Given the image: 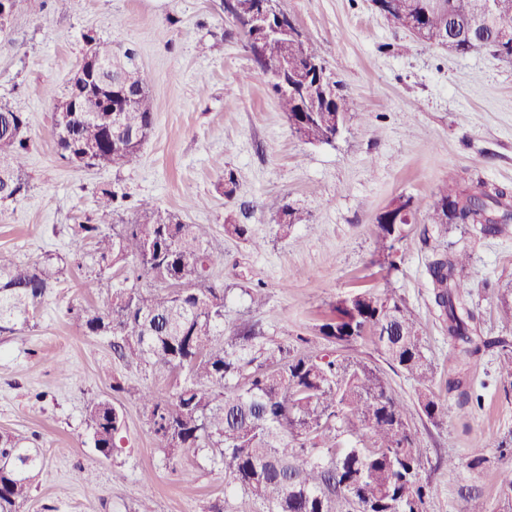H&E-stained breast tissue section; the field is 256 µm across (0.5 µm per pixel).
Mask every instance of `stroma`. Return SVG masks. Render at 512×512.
Segmentation results:
<instances>
[{
    "mask_svg": "<svg viewBox=\"0 0 512 512\" xmlns=\"http://www.w3.org/2000/svg\"><path fill=\"white\" fill-rule=\"evenodd\" d=\"M314 42L327 70L358 99L362 113L336 141L295 138L268 79L244 39L224 19V0H18L0 35V104L29 118V189L0 202V250L35 262L60 257L63 273L33 327L0 334V432L27 439L44 466L24 512H208L224 501V475L202 455L167 461L143 408L113 391L114 382L167 393L166 374L119 361L104 336L82 334L68 309L106 306L108 287L85 288L98 271L74 259L71 224L93 215L99 188L146 198L187 224L211 227L212 278L226 289L224 330L261 326L271 343L315 337L339 299L370 288L391 292L418 318L435 367L438 422L414 413L424 450L427 512H462L479 493L487 512H512L501 482L512 457L500 439L512 431V382L501 379L497 352L462 362L447 326L432 311L427 264L433 248L467 251L469 305L479 336L512 341L499 310L512 305V233L479 238L464 229L425 239V212L451 174L512 189V63L489 53L457 55L416 41L379 15L371 0H283ZM134 48L153 100V132L122 169H76L59 156L54 107L94 43ZM234 171L233 198L223 194ZM287 197L304 217L281 236L269 201ZM419 201L396 266L375 264L377 216L394 200ZM250 225L251 241L228 236L226 222ZM350 356L377 366L392 393L415 404L419 386L364 340ZM67 362L61 379L57 362ZM461 376L482 396L460 411L448 381ZM123 415L121 443L105 458L84 423L91 398ZM122 471L123 480L112 477ZM95 475V493L83 477Z\"/></svg>",
    "mask_w": 512,
    "mask_h": 512,
    "instance_id": "1",
    "label": "stroma"
}]
</instances>
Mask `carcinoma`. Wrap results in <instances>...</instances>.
Wrapping results in <instances>:
<instances>
[{
  "mask_svg": "<svg viewBox=\"0 0 512 512\" xmlns=\"http://www.w3.org/2000/svg\"><path fill=\"white\" fill-rule=\"evenodd\" d=\"M378 14L398 23L405 15L438 39L456 31L453 52L481 50L512 63V0H371ZM329 92H317L306 103L271 85L288 121L310 144L330 143L324 113L360 114L356 99L327 80ZM123 134L112 130L110 112H73L54 131L65 162L84 146H99L97 167L131 163L150 137L154 112L149 92L121 113ZM27 116L0 104V200L15 201L28 191L24 171L30 151ZM127 195L103 188L97 211L106 218L126 205ZM270 209L293 220L301 218L283 200ZM137 217L106 233L101 222L73 225L76 250L93 245L99 276L96 288L114 268L135 278L147 277L160 288L144 291L123 281L112 287L106 308L72 307L71 319L90 336H106L119 360L175 376L169 395L117 381L112 390L143 406L155 447L168 461L185 451H204L224 472V499L241 495L247 509L214 504L208 512H426L427 485L419 471L422 449L410 426L413 409L396 398L379 371L340 350L370 340L388 362L423 388L417 409L437 421L439 403L428 393L434 378L414 315L388 294L365 289L336 302L318 326V347L292 351L284 344L258 343L257 324L244 323L224 337V286L210 280L215 255L208 225L185 224L150 201L136 205ZM432 231L448 235L465 225L482 237L512 229V190L483 180L444 183L427 211ZM407 220L388 212L376 227L382 267L392 269L393 241L402 237ZM467 259L455 252H436L427 265L433 310L448 326L459 356L469 360L482 349L501 348V373L512 380V350L504 339L477 336L475 315L467 301ZM62 267L51 255L36 263L16 261L0 251V334L28 327L45 295L58 282ZM462 411L481 404V395L459 379L448 382ZM84 421L94 448L112 455L123 416L106 399L85 408ZM348 435L355 444L344 445ZM43 458L24 439L0 432V512H23L42 471Z\"/></svg>",
  "mask_w": 512,
  "mask_h": 512,
  "instance_id": "obj_1",
  "label": "carcinoma"
}]
</instances>
